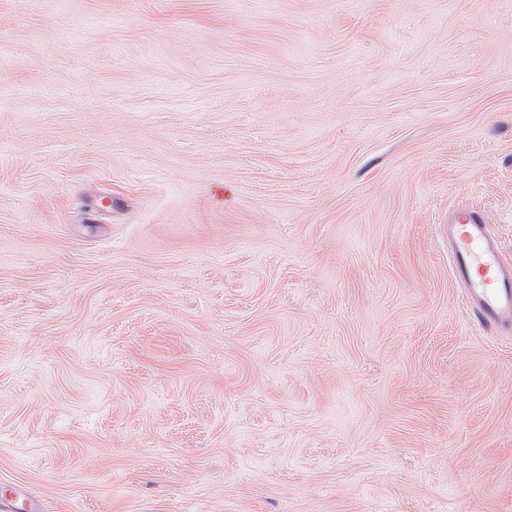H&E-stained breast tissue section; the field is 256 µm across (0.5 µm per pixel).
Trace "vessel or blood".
Returning <instances> with one entry per match:
<instances>
[{
  "label": "vessel or blood",
  "mask_w": 512,
  "mask_h": 512,
  "mask_svg": "<svg viewBox=\"0 0 512 512\" xmlns=\"http://www.w3.org/2000/svg\"><path fill=\"white\" fill-rule=\"evenodd\" d=\"M453 278L474 320L496 336L512 334V264L503 261L501 242L480 212L461 208L445 226ZM41 501L19 486L0 490V512H43Z\"/></svg>",
  "instance_id": "obj_1"
}]
</instances>
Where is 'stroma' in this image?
Masks as SVG:
<instances>
[{
  "label": "stroma",
  "mask_w": 512,
  "mask_h": 512,
  "mask_svg": "<svg viewBox=\"0 0 512 512\" xmlns=\"http://www.w3.org/2000/svg\"><path fill=\"white\" fill-rule=\"evenodd\" d=\"M512 0H0V487L47 512H512ZM453 278L474 320L494 336L512 334V264L476 209L463 207L444 224Z\"/></svg>",
  "instance_id": "1"
}]
</instances>
